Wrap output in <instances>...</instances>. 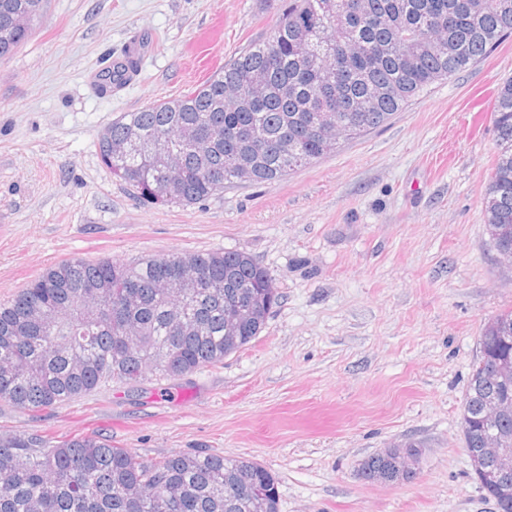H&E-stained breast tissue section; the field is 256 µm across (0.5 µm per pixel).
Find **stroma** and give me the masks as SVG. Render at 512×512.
<instances>
[{
    "label": "stroma",
    "mask_w": 512,
    "mask_h": 512,
    "mask_svg": "<svg viewBox=\"0 0 512 512\" xmlns=\"http://www.w3.org/2000/svg\"><path fill=\"white\" fill-rule=\"evenodd\" d=\"M288 0H46L0 60V303L70 258L123 263L250 254L280 300L260 336L180 380L147 373L44 411L0 402V430L96 432L146 460L206 449L262 464L281 512H496L476 481L462 405L485 324L512 309V269L483 202L492 113L512 35L433 83L381 127L281 179L153 206L97 152L113 119L189 93L269 38ZM144 40L133 83L91 71ZM415 443L417 477L362 480L380 449Z\"/></svg>",
    "instance_id": "35a3bbf8"
}]
</instances>
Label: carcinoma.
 <instances>
[{
    "label": "carcinoma",
    "mask_w": 512,
    "mask_h": 512,
    "mask_svg": "<svg viewBox=\"0 0 512 512\" xmlns=\"http://www.w3.org/2000/svg\"><path fill=\"white\" fill-rule=\"evenodd\" d=\"M44 0H0V60L31 36L13 27L14 11ZM292 0L265 41L224 64L205 83L173 100L125 112L99 135L109 165L111 143L129 135L141 151L115 178L146 203L192 205L241 180L250 153L238 133L262 126L269 147L249 181L267 182L329 155L312 135L326 120L356 139L384 125L412 98L485 56L512 33V0ZM306 41L313 65L297 58ZM261 83L252 109H224L229 93ZM496 161L485 202L487 234L512 244V80L494 107ZM178 151L183 176L174 197L150 193L156 149ZM174 276L199 288L166 291ZM249 254L237 250L173 253L132 264L72 258L31 280L0 304V402L31 413L59 407L111 382L135 385L146 361L180 378L253 342L279 292ZM251 302L238 342H224L230 300ZM484 335L512 356V309L494 316ZM512 397L473 366L461 418L468 444L489 429L512 448V415L485 425L483 403ZM241 467L266 490L264 508L247 498L224 507V475ZM0 512H279L276 477L258 462L208 450L145 461L92 432L60 440L0 431Z\"/></svg>",
    "instance_id": "obj_1"
}]
</instances>
